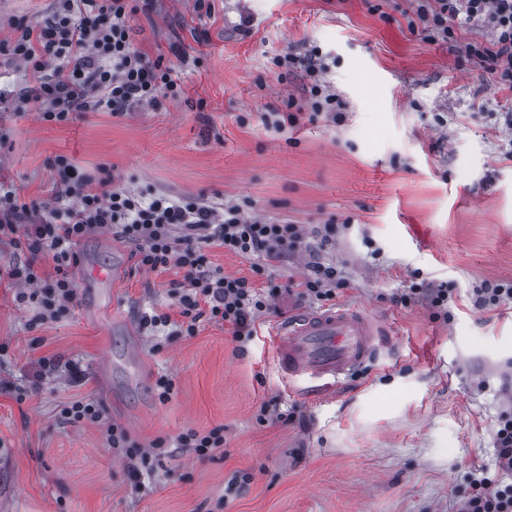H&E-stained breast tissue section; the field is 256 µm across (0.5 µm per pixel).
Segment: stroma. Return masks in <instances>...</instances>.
Segmentation results:
<instances>
[{"label":"stroma","instance_id":"1","mask_svg":"<svg viewBox=\"0 0 512 512\" xmlns=\"http://www.w3.org/2000/svg\"><path fill=\"white\" fill-rule=\"evenodd\" d=\"M155 0L131 20L135 45L172 59L182 46L184 93L133 112H85L57 124L22 102L32 72L0 53V181L25 199L49 196L55 156L144 195L236 203L305 231L337 224L320 254L336 265V303L394 323L400 350L367 364L333 394L290 396L267 329L297 311L276 300L238 351L230 327L200 323L155 351L138 318L175 313L166 273L135 267L131 244L103 230L78 246L77 306L31 325L0 281V512H455L475 467L497 479L494 430L512 417V303L476 309L473 288L512 282V90L487 82L460 48L486 39L460 28L428 41L408 27L415 0ZM52 0H0V40L14 23L51 14ZM319 49L344 105L334 123L311 118L301 74L279 79L272 60ZM302 111L283 132L261 115ZM226 275L267 288L302 280L306 251L269 262L220 247ZM125 266L110 314L89 309L82 268ZM447 288L450 318L425 293ZM417 289L408 304L396 295ZM81 363L85 376L45 377L41 359ZM174 391L155 394L159 376ZM25 391L17 401V391ZM92 397L111 423L148 448L187 429H224L207 458H161L132 477L96 424H64V403ZM280 409L287 420L260 417ZM249 483L226 492L235 475Z\"/></svg>","mask_w":512,"mask_h":512}]
</instances>
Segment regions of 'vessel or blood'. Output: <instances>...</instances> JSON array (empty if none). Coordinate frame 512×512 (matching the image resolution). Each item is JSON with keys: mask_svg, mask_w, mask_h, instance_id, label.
Listing matches in <instances>:
<instances>
[{"mask_svg": "<svg viewBox=\"0 0 512 512\" xmlns=\"http://www.w3.org/2000/svg\"><path fill=\"white\" fill-rule=\"evenodd\" d=\"M270 337L286 389L308 399L334 392L345 378L397 344L381 319L347 305L289 314L272 327Z\"/></svg>", "mask_w": 512, "mask_h": 512, "instance_id": "vessel-or-blood-1", "label": "vessel or blood"}]
</instances>
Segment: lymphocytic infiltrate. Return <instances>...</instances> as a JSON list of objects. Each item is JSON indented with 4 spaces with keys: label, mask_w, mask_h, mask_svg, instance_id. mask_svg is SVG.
I'll return each instance as SVG.
<instances>
[{
    "label": "lymphocytic infiltrate",
    "mask_w": 512,
    "mask_h": 512,
    "mask_svg": "<svg viewBox=\"0 0 512 512\" xmlns=\"http://www.w3.org/2000/svg\"><path fill=\"white\" fill-rule=\"evenodd\" d=\"M53 14L41 22L18 23L0 51L39 73L31 98L43 120L66 123L84 112L124 115L159 96L180 97L183 83L172 64L152 59L130 37L134 14L149 10L152 0H55ZM411 31L427 39H453L456 27L483 28V41L466 43L468 60L478 64L500 87L512 90V0H417ZM274 66L302 72L310 87L313 115L342 118L341 104L324 76L327 66L318 49L303 57L277 56ZM54 190L49 198L24 200L16 192L0 193V242L14 249V260L1 271L16 286L18 304L39 305L38 320H52L77 299L72 276L79 262L78 244L91 232L112 230L134 246L139 268L169 272L179 320L165 312L144 314L143 330L165 328L194 333L201 320L227 325L235 341L254 340L255 320L272 299L296 296L301 301H328L340 283L335 265L314 261L297 285L261 294L244 277L225 275L209 265L205 251H225L261 262L279 259L304 240L297 224L246 215L238 204L218 208L207 202H187L167 193L146 197L81 173L68 157L52 162ZM48 254L53 275L41 276L35 260ZM64 423L104 426L109 448L126 458L131 470L151 466L167 453L164 440L141 448L128 433L108 423L101 405L91 399L70 401L61 411ZM495 466L499 480L473 476L457 512H512V418L502 419L495 433Z\"/></svg>",
    "instance_id": "lymphocytic-infiltrate-1"
}]
</instances>
